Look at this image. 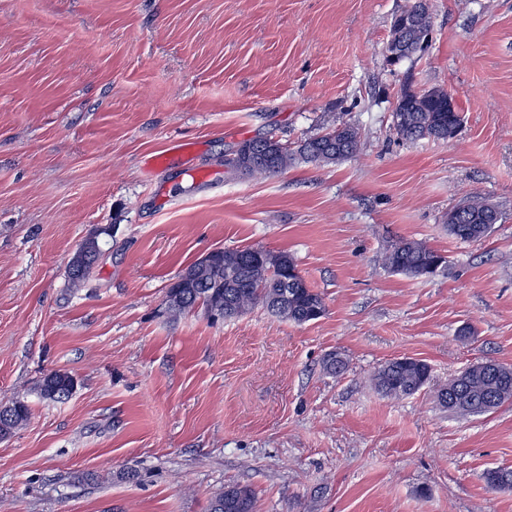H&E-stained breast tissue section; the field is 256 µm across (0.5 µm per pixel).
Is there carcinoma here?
<instances>
[{"label":"carcinoma","mask_w":512,"mask_h":512,"mask_svg":"<svg viewBox=\"0 0 512 512\" xmlns=\"http://www.w3.org/2000/svg\"><path fill=\"white\" fill-rule=\"evenodd\" d=\"M430 31L429 14L420 2L396 15L389 44L391 60L399 62L422 50ZM461 115L448 111V93H423L402 89L394 112L396 133L408 140L433 138L449 140L456 136ZM358 131L351 125L337 127L304 141L296 151L288 150L272 138L250 139L224 155V169L233 175H273L303 161L316 165L338 164L358 151ZM498 221L496 209L476 198L448 212V233L462 241L481 239ZM98 232L90 233L73 254L68 274L71 285L79 286L90 276L100 255ZM394 271L414 277L436 273L446 262L444 256L425 245L405 240L386 257ZM168 310L175 316L199 308L213 319L240 316L260 305L275 316L295 324L322 317L323 297L311 288L288 254H273L254 248L224 250L211 258L186 267L166 291ZM430 378V366L411 357L393 358L374 374L376 388L386 396L402 397L423 388ZM74 389L73 378L55 372L41 385L43 397L64 400ZM455 399L449 407L462 413L490 412L512 400V368L492 362L471 365L453 385ZM30 408L14 401L0 409V439L10 436L29 419ZM486 483L500 490H512V469L494 468L484 474ZM255 495L240 484L224 487L210 502L209 512H254Z\"/></svg>","instance_id":"cac0c4a2"}]
</instances>
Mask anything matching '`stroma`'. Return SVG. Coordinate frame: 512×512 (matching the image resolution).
<instances>
[{
    "label": "stroma",
    "instance_id": "1",
    "mask_svg": "<svg viewBox=\"0 0 512 512\" xmlns=\"http://www.w3.org/2000/svg\"><path fill=\"white\" fill-rule=\"evenodd\" d=\"M409 2L0 0V406L31 411L0 439V512H208L230 483L256 512H512L483 478L512 469V402H438L471 364L512 367V0H423L428 46L394 64ZM406 86L452 95L454 139L397 135ZM346 123L353 159L224 172L241 141ZM175 140L197 149L150 167ZM472 196L499 220L461 241L445 217ZM404 240L444 267L392 271ZM245 247L292 255L325 315L169 314L182 270ZM403 356L430 378L384 396ZM56 371L61 401L40 393ZM98 236L97 231L90 233L73 254L68 269L72 286L83 284L89 278L94 265L97 263L100 255ZM430 378V366L411 357L393 358L374 374L376 388L386 396L402 397L423 388ZM74 389L73 378L64 372H55L44 379L41 385L43 397L52 400H64Z\"/></svg>",
    "mask_w": 512,
    "mask_h": 512
}]
</instances>
